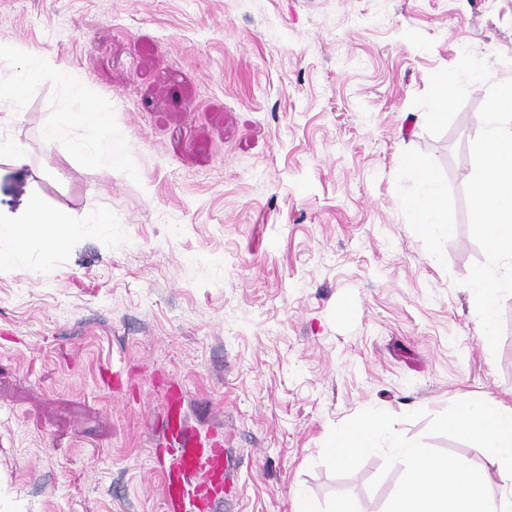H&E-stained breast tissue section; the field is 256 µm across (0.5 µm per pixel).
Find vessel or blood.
Segmentation results:
<instances>
[{"label": "vessel or blood", "instance_id": "vessel-or-blood-1", "mask_svg": "<svg viewBox=\"0 0 512 512\" xmlns=\"http://www.w3.org/2000/svg\"><path fill=\"white\" fill-rule=\"evenodd\" d=\"M164 432L167 447L158 449L157 462L165 474V500L168 512H206L196 478L207 474L224 477V451L210 442L186 436L179 402L168 405Z\"/></svg>", "mask_w": 512, "mask_h": 512}]
</instances>
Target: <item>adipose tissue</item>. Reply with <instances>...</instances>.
Here are the masks:
<instances>
[{
  "label": "adipose tissue",
  "instance_id": "adipose-tissue-1",
  "mask_svg": "<svg viewBox=\"0 0 512 512\" xmlns=\"http://www.w3.org/2000/svg\"><path fill=\"white\" fill-rule=\"evenodd\" d=\"M50 78L69 88L81 100L79 109H50L41 128V142L45 149H52L59 142H66L69 151L87 164L98 163L100 156L122 163L124 156L118 146L123 136L115 131L106 115L86 102L87 93L73 79L70 71L55 67L48 60L36 55H23L22 64L14 77L0 82V100L19 101L26 88L36 80ZM82 127L86 135L70 138L72 127ZM406 170L419 182L423 191L403 199L405 208L412 214L420 237L432 236L445 222L447 195L435 184V174L427 163L413 158L406 162ZM75 234L71 218L62 211L45 210L39 198H32L23 214H0V268L17 263L25 244L39 241L47 250L62 247Z\"/></svg>",
  "mask_w": 512,
  "mask_h": 512
}]
</instances>
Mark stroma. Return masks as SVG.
Returning <instances> with one entry per match:
<instances>
[{
	"label": "stroma",
	"mask_w": 512,
	"mask_h": 512,
	"mask_svg": "<svg viewBox=\"0 0 512 512\" xmlns=\"http://www.w3.org/2000/svg\"><path fill=\"white\" fill-rule=\"evenodd\" d=\"M1 43L73 71L126 137L123 163L90 165L39 138L64 86L0 103V134L30 148L0 161V212L35 195L109 218L0 269V512H165L154 448L176 391L234 462L213 512H292L299 492L384 512L402 465L319 461L368 407L498 489L481 448L403 415L512 402V295L493 351L462 284L484 259L464 186L488 88L438 137L412 104L467 49L512 78V0H0ZM409 155L452 234L418 238Z\"/></svg>",
	"instance_id": "obj_1"
}]
</instances>
